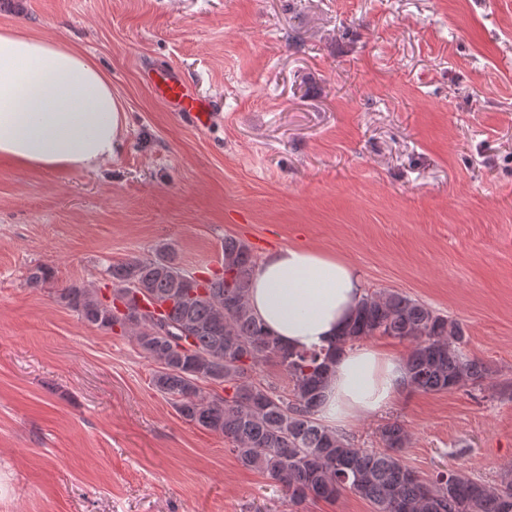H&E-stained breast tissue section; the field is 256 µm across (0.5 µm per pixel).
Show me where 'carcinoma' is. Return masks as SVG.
I'll return each instance as SVG.
<instances>
[{
	"label": "carcinoma",
	"instance_id": "obj_1",
	"mask_svg": "<svg viewBox=\"0 0 512 512\" xmlns=\"http://www.w3.org/2000/svg\"><path fill=\"white\" fill-rule=\"evenodd\" d=\"M255 266L251 248L224 237L222 272L196 275L184 269L169 246L108 268L110 295L69 285L58 298L88 325L130 332L141 353L158 365L153 386L186 422L232 442L241 465L277 482L288 504L334 501L351 492L373 512H504L512 502V465L489 484L455 471L424 478L403 460L407 433L398 421L379 428L380 450L358 448L318 418L336 351L372 336L407 341L406 389L460 390L483 385L487 366L470 356L462 324L396 290L368 292L334 349L294 351L271 336L249 304ZM44 266L27 283L42 288ZM162 319L182 330L187 347L157 332ZM277 363L288 391L256 379L259 367ZM224 394H202L200 384Z\"/></svg>",
	"mask_w": 512,
	"mask_h": 512
}]
</instances>
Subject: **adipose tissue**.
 Here are the masks:
<instances>
[{"label":"adipose tissue","instance_id":"ef3b65f1","mask_svg":"<svg viewBox=\"0 0 512 512\" xmlns=\"http://www.w3.org/2000/svg\"><path fill=\"white\" fill-rule=\"evenodd\" d=\"M126 113L111 82L78 49L0 28V157L46 171L112 161ZM365 294L356 266L305 246L268 252L255 266L249 303L266 329L295 351L328 349ZM404 359L371 344L336 353L319 408L328 426L381 414L404 390Z\"/></svg>","mask_w":512,"mask_h":512}]
</instances>
